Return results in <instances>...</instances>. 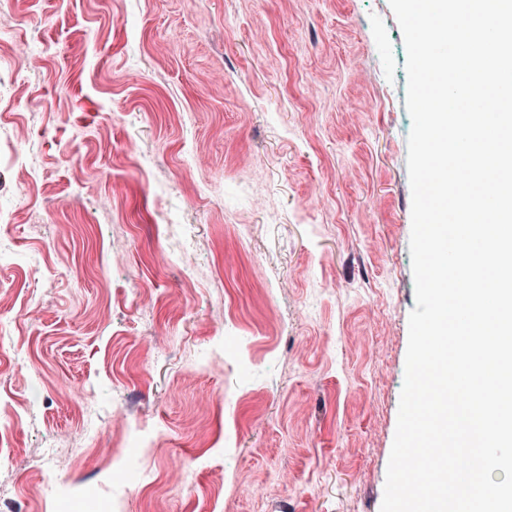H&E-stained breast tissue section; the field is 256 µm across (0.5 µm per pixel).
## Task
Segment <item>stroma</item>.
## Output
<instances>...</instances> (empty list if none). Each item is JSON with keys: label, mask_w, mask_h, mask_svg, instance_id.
Instances as JSON below:
<instances>
[{"label": "stroma", "mask_w": 512, "mask_h": 512, "mask_svg": "<svg viewBox=\"0 0 512 512\" xmlns=\"http://www.w3.org/2000/svg\"><path fill=\"white\" fill-rule=\"evenodd\" d=\"M11 10L49 54L0 59V363L34 365L0 383V512H380L415 306L389 0ZM171 224L193 272L151 261ZM75 430L90 451L60 466Z\"/></svg>", "instance_id": "stroma-1"}]
</instances>
